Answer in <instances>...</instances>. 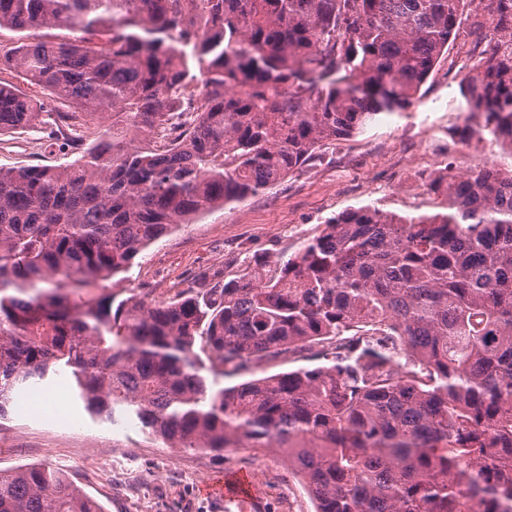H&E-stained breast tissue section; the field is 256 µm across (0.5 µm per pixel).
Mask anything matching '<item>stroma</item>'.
<instances>
[{"instance_id": "stroma-1", "label": "stroma", "mask_w": 512, "mask_h": 512, "mask_svg": "<svg viewBox=\"0 0 512 512\" xmlns=\"http://www.w3.org/2000/svg\"><path fill=\"white\" fill-rule=\"evenodd\" d=\"M469 46L462 36L449 47L409 111L380 115L274 188L179 225L137 257L113 292L168 300L197 275L223 269L230 260L294 254L325 220L347 208L429 210L431 198L420 185V173L451 161L464 167L499 162L495 146L464 145L449 134L466 116L455 75L470 62ZM51 130V124L40 123L0 135V167L73 161L75 151L51 146ZM32 463L68 475L106 512H239L237 504L212 498L209 491L242 472L262 512H314L299 478L271 450L219 454L171 448L129 428L127 418L112 424L92 419L76 402L53 423L25 399L10 404L0 418V469Z\"/></svg>"}]
</instances>
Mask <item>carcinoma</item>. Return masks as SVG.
<instances>
[{
    "label": "carcinoma",
    "instance_id": "carcinoma-1",
    "mask_svg": "<svg viewBox=\"0 0 512 512\" xmlns=\"http://www.w3.org/2000/svg\"><path fill=\"white\" fill-rule=\"evenodd\" d=\"M467 24V119L512 158V0H0V135L112 116L71 163L0 167V416L70 382L171 448H265L315 512H512V165L420 174L433 210L329 218L176 297L107 282L200 214L268 190L406 112ZM314 367L233 386L257 362ZM0 512H105L46 464ZM0 77L9 81L20 93L26 95L27 97L35 101L44 102L48 110L53 109L54 107L62 111L67 110V108L61 107V105L50 101L48 98L49 96L46 95V91L28 84L23 78H21L19 74H17V72L10 70H0Z\"/></svg>",
    "mask_w": 512,
    "mask_h": 512
}]
</instances>
